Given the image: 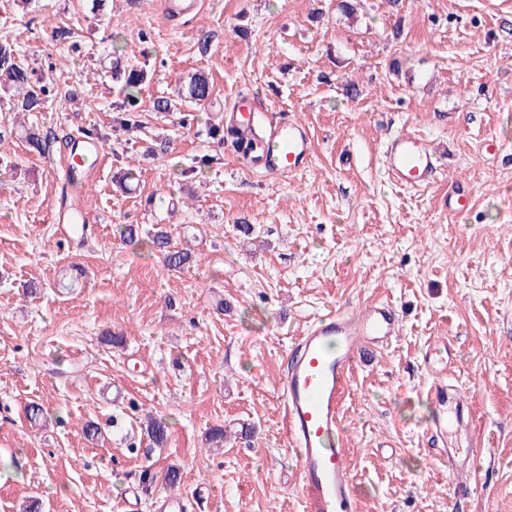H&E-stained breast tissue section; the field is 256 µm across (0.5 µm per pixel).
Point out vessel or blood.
<instances>
[{
  "mask_svg": "<svg viewBox=\"0 0 512 512\" xmlns=\"http://www.w3.org/2000/svg\"><path fill=\"white\" fill-rule=\"evenodd\" d=\"M264 110L257 97H243L235 100L228 122L244 142L254 144V156L267 172L290 176L305 171L312 158L308 128L289 118H266ZM384 156L399 186L426 187L437 176L433 150L414 132L394 135ZM88 220L80 198L61 196L52 217L57 236L73 239L76 225ZM398 325V311L388 301L355 310L340 307L316 320L291 347L282 387L285 436L299 461L306 512H357L353 477L341 446L340 410L355 363L389 344ZM425 366L435 377L434 427L442 435L461 426L467 401L447 387V363L437 352L428 353Z\"/></svg>",
  "mask_w": 512,
  "mask_h": 512,
  "instance_id": "obj_1",
  "label": "vessel or blood"
}]
</instances>
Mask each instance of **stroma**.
Instances as JSON below:
<instances>
[{"label":"stroma","instance_id":"stroma-1","mask_svg":"<svg viewBox=\"0 0 512 512\" xmlns=\"http://www.w3.org/2000/svg\"><path fill=\"white\" fill-rule=\"evenodd\" d=\"M90 4L0 0V38L83 96L49 99L34 122L107 137L100 178L66 189L59 143L41 157L0 141V512H160L170 489L144 492L139 474L172 464L184 512H303L280 392L289 350L316 317L377 300L397 308L399 334L354 367L341 409L358 512H512V0H362L351 17L337 0H202L181 19L161 0ZM57 26L73 38L55 40ZM115 34L148 74L134 132L114 123ZM197 72L212 94L192 124L150 112ZM256 92L309 127L306 171L251 172L210 139L225 107ZM401 130L440 155L430 186L389 179L383 147ZM198 164L204 179L175 178ZM123 168L138 174L124 189ZM452 179L470 191L462 215L448 211ZM64 189L92 220L84 242L54 233ZM117 224L167 227L190 265L165 271L115 239ZM446 346L448 381L470 404L456 437L477 455L466 475L429 430L424 357ZM33 401L47 416L37 427ZM149 414L168 441L147 456ZM247 422L253 437L208 446L209 428Z\"/></svg>","mask_w":512,"mask_h":512}]
</instances>
